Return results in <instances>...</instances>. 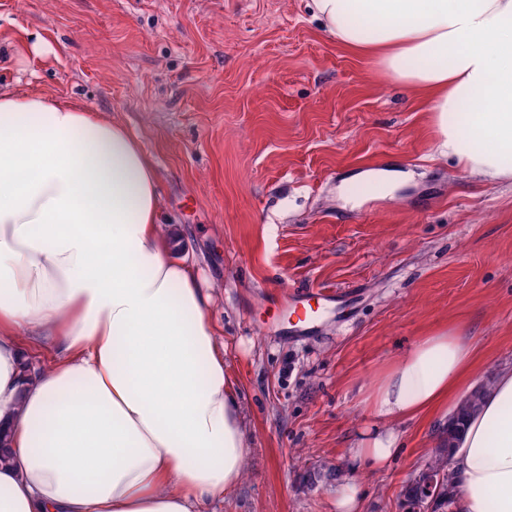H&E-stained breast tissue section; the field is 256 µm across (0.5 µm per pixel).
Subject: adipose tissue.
<instances>
[{"label": "adipose tissue", "instance_id": "obj_1", "mask_svg": "<svg viewBox=\"0 0 512 512\" xmlns=\"http://www.w3.org/2000/svg\"><path fill=\"white\" fill-rule=\"evenodd\" d=\"M336 42L428 92L434 150L512 184V0H311ZM480 99L488 108H469ZM211 286L172 254L156 169L119 122L42 92L0 90V512H205L248 454L209 316ZM478 350L418 337L365 398L390 426L355 459L382 467L399 419H445ZM458 512H512V368L450 450Z\"/></svg>", "mask_w": 512, "mask_h": 512}]
</instances>
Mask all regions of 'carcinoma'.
<instances>
[{"label": "carcinoma", "mask_w": 512, "mask_h": 512, "mask_svg": "<svg viewBox=\"0 0 512 512\" xmlns=\"http://www.w3.org/2000/svg\"><path fill=\"white\" fill-rule=\"evenodd\" d=\"M482 388L478 387L463 398L457 408L456 422L447 427L442 439V448L430 459L426 471L438 478L434 486L433 512H450L456 500L449 448L457 439L459 421L475 411L481 400Z\"/></svg>", "instance_id": "cac0c4a2"}]
</instances>
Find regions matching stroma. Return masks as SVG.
I'll return each instance as SVG.
<instances>
[{
    "label": "stroma",
    "mask_w": 512,
    "mask_h": 512,
    "mask_svg": "<svg viewBox=\"0 0 512 512\" xmlns=\"http://www.w3.org/2000/svg\"><path fill=\"white\" fill-rule=\"evenodd\" d=\"M0 85L119 120L151 157L245 410V468L215 512H336L352 475L362 512H407L443 426L395 422L389 464L350 472L384 426L371 378L451 323L477 383L512 367V186L434 155L425 94L331 40L308 0H0ZM395 170L413 177L390 194L369 178ZM306 288L329 295L302 330L281 298Z\"/></svg>",
    "instance_id": "stroma-1"
}]
</instances>
